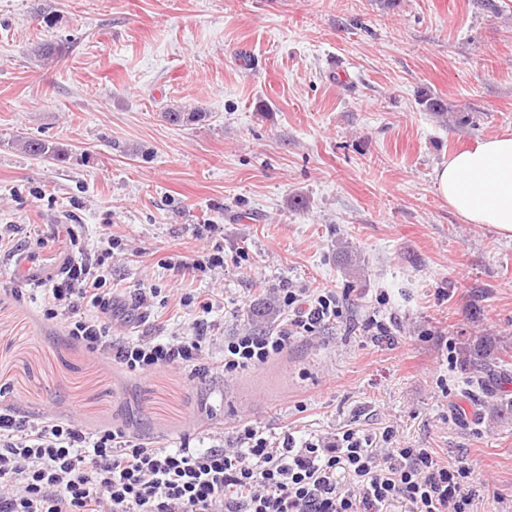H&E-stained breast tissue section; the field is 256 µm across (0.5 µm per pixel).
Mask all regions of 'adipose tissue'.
<instances>
[{
  "label": "adipose tissue",
  "mask_w": 512,
  "mask_h": 512,
  "mask_svg": "<svg viewBox=\"0 0 512 512\" xmlns=\"http://www.w3.org/2000/svg\"><path fill=\"white\" fill-rule=\"evenodd\" d=\"M438 194L464 221L512 238V136L481 141L434 172Z\"/></svg>",
  "instance_id": "1"
}]
</instances>
